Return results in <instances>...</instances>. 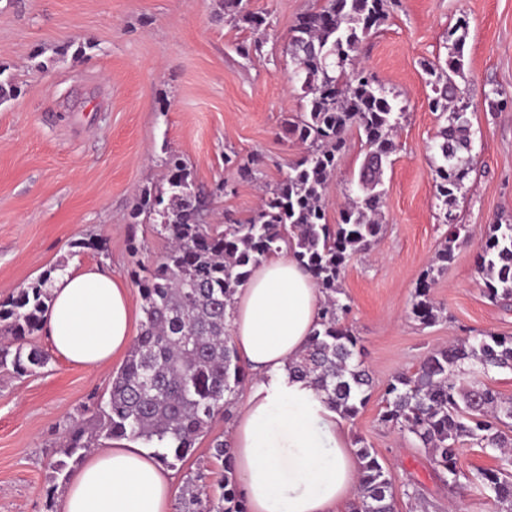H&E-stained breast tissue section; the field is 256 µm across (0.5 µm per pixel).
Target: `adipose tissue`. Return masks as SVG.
<instances>
[{"instance_id":"ef3b65f1","label":"adipose tissue","mask_w":512,"mask_h":512,"mask_svg":"<svg viewBox=\"0 0 512 512\" xmlns=\"http://www.w3.org/2000/svg\"><path fill=\"white\" fill-rule=\"evenodd\" d=\"M46 334L69 362L96 370L125 351L136 314L129 290L98 268L56 276ZM321 294L293 257L279 254L238 288L229 332L254 381L227 439L250 512H350L358 464L348 425L286 366L307 345ZM174 471L127 443L92 452L60 500L61 512H170Z\"/></svg>"}]
</instances>
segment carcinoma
I'll return each instance as SVG.
<instances>
[{
  "instance_id": "obj_1",
  "label": "carcinoma",
  "mask_w": 512,
  "mask_h": 512,
  "mask_svg": "<svg viewBox=\"0 0 512 512\" xmlns=\"http://www.w3.org/2000/svg\"><path fill=\"white\" fill-rule=\"evenodd\" d=\"M224 15L254 32L266 17L245 9L243 0H223ZM388 14V0H318L297 18L288 39L293 62L289 81L301 101L286 130L310 151L246 219L226 217L218 231L203 223L206 196L178 155L167 161L166 186L144 189L141 212L158 226L170 248L142 276L131 272L142 299L140 333L116 372L108 399L96 404L87 426L65 437L64 455L54 466L53 488L66 485L67 460H81L100 440L140 441L165 466L184 463L196 451L212 421L226 411L249 379L227 325L237 288L263 260L287 249L322 294L319 329L289 374L309 382L323 402L343 417H356L370 398L369 372L360 359L359 337L342 324L349 305L340 298L339 279L348 260L372 248L383 233L382 177L395 150L394 133L404 112L384 87L354 67V52ZM468 23L448 29L452 52L446 65H425L433 112L447 115L435 144L436 198L442 202L448 240L435 258L442 270L455 247L467 239V225L448 221L456 192L473 170L469 105L456 77L464 67ZM365 137L366 153L357 175V194L341 212L340 223H326L325 192L336 173L347 130ZM485 292L512 306V224H491L479 255ZM428 271L415 288L413 314L423 324L438 319ZM54 277L47 271L0 303V369L19 377L47 367L50 357L28 341L40 331L51 300ZM512 370V336L483 333L458 339L426 353L411 372L390 382L382 396L381 421L413 436L431 455L435 471L448 484L459 483V451L469 441L483 448H511L502 427L512 422V398L503 397L483 377ZM211 457L224 475L219 493L205 495L201 475L187 477L176 512H249L238 490L229 444L215 438ZM359 479L351 512H395L392 477L363 438L353 450ZM506 466L478 470L479 483L496 512H512V454Z\"/></svg>"
}]
</instances>
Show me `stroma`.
Instances as JSON below:
<instances>
[{"label": "stroma", "mask_w": 512, "mask_h": 512, "mask_svg": "<svg viewBox=\"0 0 512 512\" xmlns=\"http://www.w3.org/2000/svg\"><path fill=\"white\" fill-rule=\"evenodd\" d=\"M312 4L250 0L267 26L258 35L262 56L247 60L237 49L256 35L227 21L219 0H0V67L19 89L0 104V303L58 265L98 266L124 281L136 264L155 265L169 243L132 212L144 188L165 184L169 155L184 159L207 192V223L250 215L305 150L284 129L300 110L286 44ZM461 19L469 35L457 83L471 104L474 169L452 210L471 235L436 275L430 294L442 314L425 326L412 313L413 295L448 227L435 198L441 121L428 108L422 64L447 60L448 29ZM357 57L406 114L383 175L386 231L340 277L345 323L360 338L372 382L348 434L363 437L388 468L396 512H495L468 476L498 468L499 451L463 445L467 479L452 488L425 449L380 415L388 382L427 351L479 333L512 335V309L486 295L476 266L488 225L512 223V108L491 109L483 97L491 87L512 96V0H391ZM346 141L326 190L332 224L357 192L364 156L356 130ZM250 154L259 162L244 177L229 159ZM88 239L104 251L83 248ZM31 341L50 355L44 372L0 373V512H59L49 477L60 445L72 424L91 418L122 364L116 358L91 372L55 353L45 332ZM237 411L230 406L215 420L177 477L201 470L216 490L211 440L226 436ZM411 483L419 498L406 495Z\"/></svg>", "instance_id": "stroma-1"}]
</instances>
